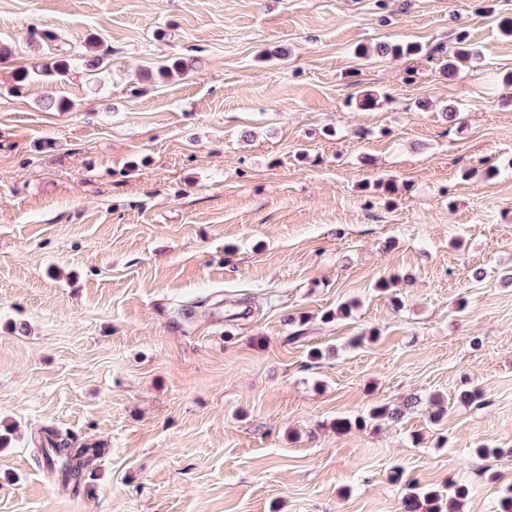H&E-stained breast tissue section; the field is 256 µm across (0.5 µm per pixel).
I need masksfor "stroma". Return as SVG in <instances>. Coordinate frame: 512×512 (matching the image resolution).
I'll list each match as a JSON object with an SVG mask.
<instances>
[{
  "instance_id": "stroma-1",
  "label": "stroma",
  "mask_w": 512,
  "mask_h": 512,
  "mask_svg": "<svg viewBox=\"0 0 512 512\" xmlns=\"http://www.w3.org/2000/svg\"><path fill=\"white\" fill-rule=\"evenodd\" d=\"M506 18L512 0H0V512H399L397 465L499 512L512 457L473 449L512 448ZM463 30L481 56L453 77L355 54ZM175 57L189 75L161 76ZM382 403L405 413L337 429ZM48 428L103 447L80 485L42 464Z\"/></svg>"
}]
</instances>
